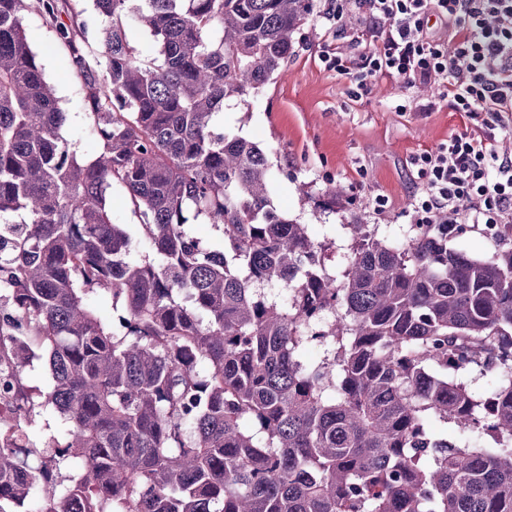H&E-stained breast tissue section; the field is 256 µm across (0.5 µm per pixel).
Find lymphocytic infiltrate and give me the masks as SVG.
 <instances>
[{
	"instance_id": "f902f5d3",
	"label": "lymphocytic infiltrate",
	"mask_w": 512,
	"mask_h": 512,
	"mask_svg": "<svg viewBox=\"0 0 512 512\" xmlns=\"http://www.w3.org/2000/svg\"><path fill=\"white\" fill-rule=\"evenodd\" d=\"M363 16L369 52L362 92L391 77L408 86L439 77L438 100L469 124L416 157L419 224H511L512 152H498L483 112H512V0H349ZM439 22L448 35L428 32Z\"/></svg>"
}]
</instances>
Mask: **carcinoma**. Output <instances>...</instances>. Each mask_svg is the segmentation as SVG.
I'll return each instance as SVG.
<instances>
[{
    "mask_svg": "<svg viewBox=\"0 0 512 512\" xmlns=\"http://www.w3.org/2000/svg\"><path fill=\"white\" fill-rule=\"evenodd\" d=\"M94 3L99 56L60 0H0V512H512V224L490 225V259L448 246L460 224L400 245L351 224L334 268L335 242L275 207L271 150L218 126L309 39L316 0ZM31 8L81 78L89 159L62 135ZM115 183L137 240L112 222ZM35 347L47 392L24 383ZM37 409L59 419L39 447ZM128 37L134 46L144 57L153 56L154 44L149 32L137 21H130Z\"/></svg>",
    "mask_w": 512,
    "mask_h": 512,
    "instance_id": "cac0c4a2",
    "label": "carcinoma"
}]
</instances>
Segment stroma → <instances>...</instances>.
Returning <instances> with one entry per match:
<instances>
[{
  "instance_id": "stroma-1",
  "label": "stroma",
  "mask_w": 512,
  "mask_h": 512,
  "mask_svg": "<svg viewBox=\"0 0 512 512\" xmlns=\"http://www.w3.org/2000/svg\"><path fill=\"white\" fill-rule=\"evenodd\" d=\"M315 26L316 38L301 45L281 75L252 100L248 116L231 109L224 124L272 149L276 205L306 224L314 240L335 239L341 265L349 247L346 224L378 225L380 235L394 243L413 235V159L462 129L463 120L447 102L435 101L430 87L410 88L384 77L370 94L358 95L353 76L336 70L337 60L349 70L369 49L359 36L357 13L345 12L336 25L320 18ZM25 30L66 116L64 136L80 155L92 156L82 83L68 65L66 48L39 13H27ZM335 186L343 190L335 210L322 208Z\"/></svg>"
}]
</instances>
